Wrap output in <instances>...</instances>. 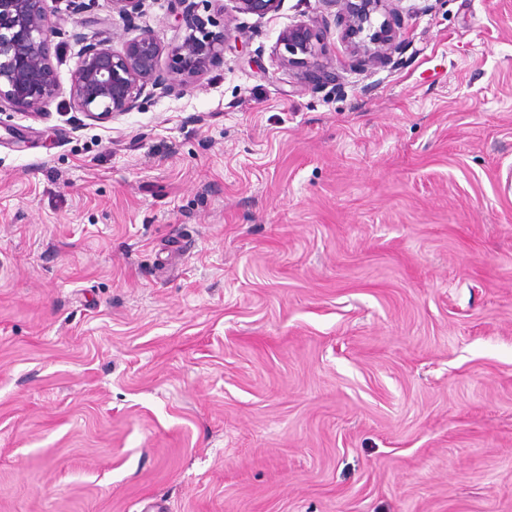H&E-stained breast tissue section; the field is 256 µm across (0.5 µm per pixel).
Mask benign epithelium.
I'll list each match as a JSON object with an SVG mask.
<instances>
[{"label":"benign epithelium","mask_w":512,"mask_h":512,"mask_svg":"<svg viewBox=\"0 0 512 512\" xmlns=\"http://www.w3.org/2000/svg\"><path fill=\"white\" fill-rule=\"evenodd\" d=\"M112 10L129 20L142 0H111ZM337 8V22L347 35L356 36L374 13L384 16L368 40L353 45L369 66H376L401 49L400 24L393 20L396 0H325ZM237 10L263 18L278 11L281 0H236ZM53 22L47 0H0V103L29 112H40L59 93L51 57ZM164 45L150 32L125 42L122 50L96 42L85 45L70 87L79 111L97 121H108L136 107L149 88L164 89L178 76L207 70L220 51L212 42L185 41L171 47L178 67L164 73L158 67ZM275 54L282 62L314 70L322 78L332 65L322 61L321 31L309 23L283 29Z\"/></svg>","instance_id":"1"}]
</instances>
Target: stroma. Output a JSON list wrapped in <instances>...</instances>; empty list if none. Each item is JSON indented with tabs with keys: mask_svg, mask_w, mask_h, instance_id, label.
<instances>
[{
	"mask_svg": "<svg viewBox=\"0 0 512 512\" xmlns=\"http://www.w3.org/2000/svg\"><path fill=\"white\" fill-rule=\"evenodd\" d=\"M60 94L0 108V512H512V0H48ZM316 22L334 80L273 53ZM206 33L95 121L83 42ZM237 10L240 13L252 14L258 17H266L276 13L280 7L281 0H235ZM329 6L337 8L336 20L344 26L348 36L355 37L364 29V24L371 21L374 13L384 16L378 29L369 35L368 41L353 45V50L360 54L369 66H376L388 60L392 51L401 49L402 40L400 23H395L392 16L396 14L394 3L397 0H324Z\"/></svg>",
	"mask_w": 512,
	"mask_h": 512,
	"instance_id": "1",
	"label": "stroma"
}]
</instances>
